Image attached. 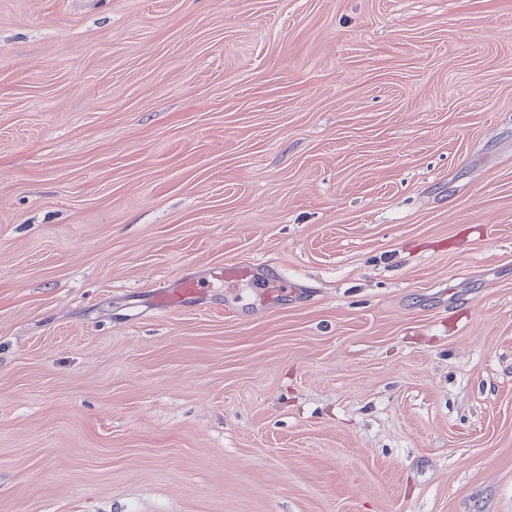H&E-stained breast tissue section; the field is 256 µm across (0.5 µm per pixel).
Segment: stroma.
<instances>
[{"label": "stroma", "mask_w": 512, "mask_h": 512, "mask_svg": "<svg viewBox=\"0 0 512 512\" xmlns=\"http://www.w3.org/2000/svg\"><path fill=\"white\" fill-rule=\"evenodd\" d=\"M0 512H512V0H0ZM261 262L253 264L224 263V267H220L214 271L216 279L224 282L225 288H231L235 284L243 281L253 283L259 290L266 288H285L288 286V280L280 273L275 276H264L261 271L264 269ZM202 288L199 280L185 276L180 279L176 288L161 287L157 289L154 298L160 304L181 308L187 299L197 295Z\"/></svg>", "instance_id": "obj_1"}]
</instances>
